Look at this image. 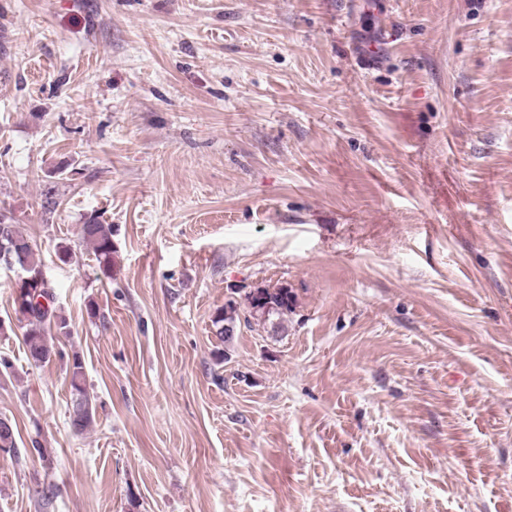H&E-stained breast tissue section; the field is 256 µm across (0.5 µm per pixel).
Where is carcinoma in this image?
<instances>
[{
  "label": "carcinoma",
  "instance_id": "obj_1",
  "mask_svg": "<svg viewBox=\"0 0 512 512\" xmlns=\"http://www.w3.org/2000/svg\"><path fill=\"white\" fill-rule=\"evenodd\" d=\"M80 239L90 246L102 273L112 277V225L103 224L97 218H91L80 228ZM10 258L18 261L30 273L41 272L36 259L35 249L26 235L14 224L12 217L0 213V250ZM14 312L17 320L23 323V342L30 361L42 365L51 361L57 355L53 344L48 340V332L55 328L61 333L67 332L66 319L58 312L53 294L34 288L21 287L14 292ZM292 297L286 288L273 291L258 289L248 296L250 317L240 318L235 303L230 302L224 309L217 312L213 324L217 328L216 336L225 343L233 336L227 334L228 329L237 327L244 322L251 326V320L259 323H270L274 330L283 326L274 319L280 318L291 308ZM70 388L72 405L70 411V426L74 433H83L93 422V406L87 394L83 362L78 353H73L69 360Z\"/></svg>",
  "mask_w": 512,
  "mask_h": 512
}]
</instances>
